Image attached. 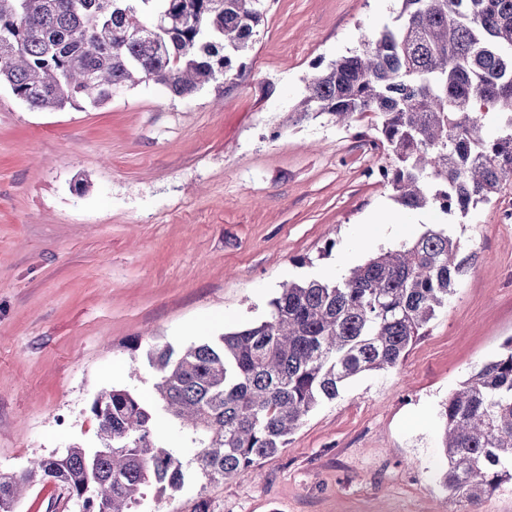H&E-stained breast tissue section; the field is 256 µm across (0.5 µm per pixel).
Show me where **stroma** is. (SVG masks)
<instances>
[{"instance_id":"35a3bbf8","label":"stroma","mask_w":512,"mask_h":512,"mask_svg":"<svg viewBox=\"0 0 512 512\" xmlns=\"http://www.w3.org/2000/svg\"><path fill=\"white\" fill-rule=\"evenodd\" d=\"M397 0H264L243 76L189 98L150 81L34 112L0 87V471L95 447L93 399L153 393L147 361L263 320L282 283L335 278L448 223L469 268L397 368L352 379L257 476L185 483L140 512H450L439 410L512 338V181L467 217L408 211L368 172L374 114L295 107L314 66L395 25ZM78 512L35 479L17 512Z\"/></svg>"}]
</instances>
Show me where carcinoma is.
<instances>
[{
	"label": "carcinoma",
	"mask_w": 512,
	"mask_h": 512,
	"mask_svg": "<svg viewBox=\"0 0 512 512\" xmlns=\"http://www.w3.org/2000/svg\"><path fill=\"white\" fill-rule=\"evenodd\" d=\"M398 24L315 71L295 111L345 124L373 113L382 181L407 210L466 216L512 179V0H398ZM263 18L255 0H0V84L34 110L154 81L175 97L245 69ZM501 124L487 133L482 113ZM464 269L461 243L433 224L339 279L290 282L258 322L148 354L155 402L129 387L92 404L97 446L37 457L0 473V512H16L45 473L82 512H134L146 489L180 490L179 455L159 416L189 431L210 481L244 477L286 447L309 413L355 376L399 366L448 304ZM443 486L469 512L512 484V338L439 412Z\"/></svg>",
	"instance_id": "cac0c4a2"
}]
</instances>
